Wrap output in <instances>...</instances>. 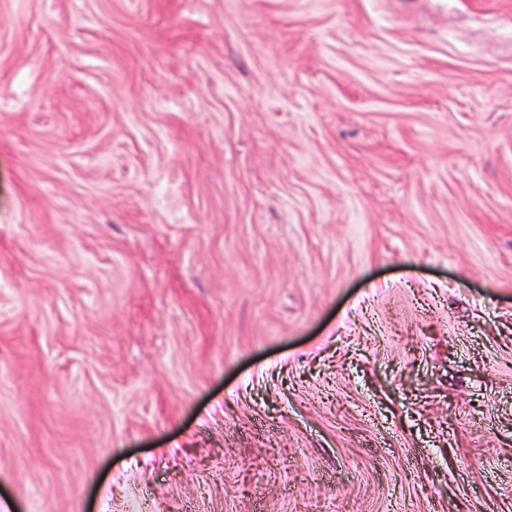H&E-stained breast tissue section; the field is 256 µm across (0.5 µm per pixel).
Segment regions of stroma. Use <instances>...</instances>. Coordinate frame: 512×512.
Masks as SVG:
<instances>
[{"label":"stroma","mask_w":512,"mask_h":512,"mask_svg":"<svg viewBox=\"0 0 512 512\" xmlns=\"http://www.w3.org/2000/svg\"><path fill=\"white\" fill-rule=\"evenodd\" d=\"M0 512H512V0H0Z\"/></svg>","instance_id":"35a3bbf8"}]
</instances>
